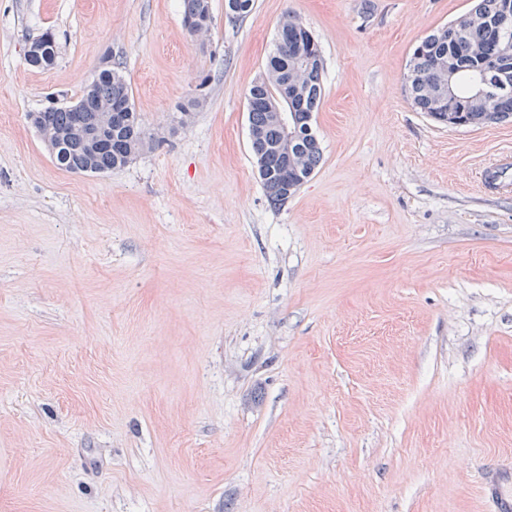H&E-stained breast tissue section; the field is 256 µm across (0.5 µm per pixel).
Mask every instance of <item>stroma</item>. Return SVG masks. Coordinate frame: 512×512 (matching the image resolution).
Returning <instances> with one entry per match:
<instances>
[{"instance_id":"35a3bbf8","label":"stroma","mask_w":512,"mask_h":512,"mask_svg":"<svg viewBox=\"0 0 512 512\" xmlns=\"http://www.w3.org/2000/svg\"><path fill=\"white\" fill-rule=\"evenodd\" d=\"M471 6L211 0L198 38L182 0H0V512H495L512 122L449 128L403 87ZM287 15L323 53L322 160L275 207L246 96ZM106 60L160 142L65 171L28 115ZM37 40L35 49L27 55L31 67L45 69L54 64L56 59V40L52 30H46Z\"/></svg>"}]
</instances>
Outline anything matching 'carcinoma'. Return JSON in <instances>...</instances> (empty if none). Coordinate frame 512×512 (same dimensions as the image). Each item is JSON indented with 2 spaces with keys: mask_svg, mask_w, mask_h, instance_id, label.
<instances>
[{
  "mask_svg": "<svg viewBox=\"0 0 512 512\" xmlns=\"http://www.w3.org/2000/svg\"><path fill=\"white\" fill-rule=\"evenodd\" d=\"M499 0H476L470 16L498 19ZM255 0H224L226 16L238 20L254 9ZM199 23L198 33L210 31L213 22L210 0H183V18ZM305 55L296 96L288 107L295 135L288 141V152L279 143L282 127L274 113L275 97L280 95L279 82L291 79L299 55ZM56 59V40L46 30L35 49L27 55L34 68L45 69ZM502 69L512 71V54L501 52L498 42L482 28L459 17L422 39L413 49L405 81V92L415 108L437 118L440 90H451L457 106L473 126L512 121V87L497 84ZM495 96L492 109L476 101L479 91ZM324 92L323 56L319 43L306 42L303 34L288 30V42L276 40L275 50L267 62L265 76L247 93L250 149L263 174L261 184L269 203L280 206L317 168L321 152L312 132L311 117L317 111ZM85 105L83 126L65 107L51 106L37 112L42 127L56 133L51 147L62 169L88 175L108 173L129 164L150 144V137L140 122L129 84L117 67L104 68L86 85L79 97Z\"/></svg>",
  "mask_w": 512,
  "mask_h": 512,
  "instance_id": "cac0c4a2",
  "label": "carcinoma"
}]
</instances>
